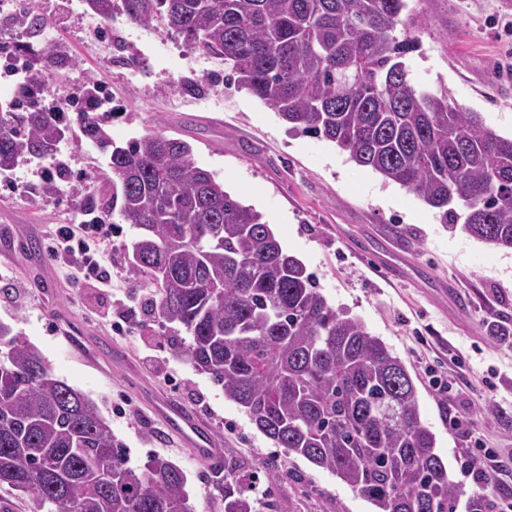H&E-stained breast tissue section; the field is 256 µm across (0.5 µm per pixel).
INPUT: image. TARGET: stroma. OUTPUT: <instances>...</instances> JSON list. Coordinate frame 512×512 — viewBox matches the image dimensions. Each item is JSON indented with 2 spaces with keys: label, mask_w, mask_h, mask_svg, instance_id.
<instances>
[{
  "label": "stroma",
  "mask_w": 512,
  "mask_h": 512,
  "mask_svg": "<svg viewBox=\"0 0 512 512\" xmlns=\"http://www.w3.org/2000/svg\"><path fill=\"white\" fill-rule=\"evenodd\" d=\"M34 2L49 21L50 43L71 59L48 78L44 105L92 83L116 106L109 123L116 143L154 131L187 142L197 166L263 214L328 303L360 318L401 358L452 480L473 485L461 468L469 443L449 426L451 417L470 418L488 447L512 457V335L490 331L512 322L511 249L441 223L436 209L356 165L334 143L294 130L231 81L223 59L200 66L181 37L134 24L117 8L111 52L102 55L82 28L77 0ZM406 11L416 22L417 48L404 58L411 83L447 90L511 138L512 0H407ZM105 168V155L78 134L56 158L0 173V323L97 405L129 448L131 466L152 456L179 466L195 512H224V493L212 467L157 413L163 398L198 418L225 459L255 469L258 512H375L335 474L275 447L209 375L176 357L172 343L187 339L181 326H159L139 310L126 315V333L111 331L108 316L121 313L119 298L154 292L134 283L125 257L135 226L103 213L119 232L102 245L112 257V286L102 291L77 285L48 253V238L60 226L81 224L87 209L65 192L38 195L47 171L75 183ZM19 288L26 292L21 300ZM456 356L465 367L453 364ZM430 365L453 379V393L431 383Z\"/></svg>",
  "instance_id": "stroma-1"
}]
</instances>
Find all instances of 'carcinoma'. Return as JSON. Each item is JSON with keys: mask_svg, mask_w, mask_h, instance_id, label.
Wrapping results in <instances>:
<instances>
[{"mask_svg": "<svg viewBox=\"0 0 512 512\" xmlns=\"http://www.w3.org/2000/svg\"><path fill=\"white\" fill-rule=\"evenodd\" d=\"M406 0H122L132 23L173 32L232 63L239 85L293 127L439 210L471 236L512 248V138L445 92L417 89L393 36ZM16 20L37 35L45 18ZM52 73L66 59L23 47ZM26 85L0 103V172L52 157L74 130L106 155L111 193L70 192L116 208L141 230L127 247L135 280L157 288L150 314L190 341L176 356L210 376L278 448L330 471L377 512H485L487 497L448 477L420 416L406 366L363 321L329 305L304 263L263 216L197 166L191 146L152 132L114 144L110 115L72 121ZM459 203V214L450 205ZM224 463V512H256L253 482ZM34 512H194L182 469L159 457L129 465L128 450L83 393L56 378L39 351L11 336L0 352V486Z\"/></svg>", "mask_w": 512, "mask_h": 512, "instance_id": "obj_1", "label": "carcinoma"}]
</instances>
